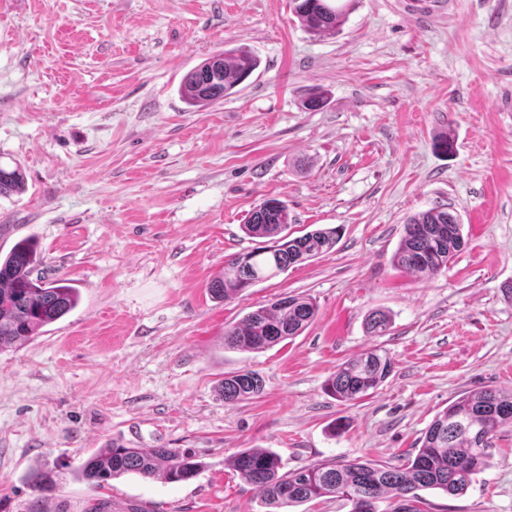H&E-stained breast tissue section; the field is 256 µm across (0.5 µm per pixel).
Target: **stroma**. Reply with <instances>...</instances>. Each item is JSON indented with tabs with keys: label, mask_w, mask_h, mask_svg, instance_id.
<instances>
[{
	"label": "stroma",
	"mask_w": 512,
	"mask_h": 512,
	"mask_svg": "<svg viewBox=\"0 0 512 512\" xmlns=\"http://www.w3.org/2000/svg\"><path fill=\"white\" fill-rule=\"evenodd\" d=\"M237 47L259 68L189 109L183 78ZM314 92L327 101L306 110ZM0 161L26 179L0 197V255L30 239L43 276L79 291L0 350V512H261L225 457L395 464L462 393L512 389V0H353L323 36L291 0H0ZM269 197L294 235L339 228L335 247L212 299L225 258L262 246L242 226ZM436 206L464 248L434 277L395 267L406 219ZM289 295L318 306L301 335L225 348V326ZM375 310L386 335L365 331ZM374 347L392 374L337 401L327 380ZM244 368L263 394L225 403L220 380ZM112 442L188 449L204 467L185 483L78 481ZM36 467L57 483L42 499ZM421 497V512H512V427L465 493Z\"/></svg>",
	"instance_id": "obj_1"
}]
</instances>
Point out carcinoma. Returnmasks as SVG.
<instances>
[{"mask_svg": "<svg viewBox=\"0 0 512 512\" xmlns=\"http://www.w3.org/2000/svg\"><path fill=\"white\" fill-rule=\"evenodd\" d=\"M348 5L328 0H293V14L305 30L321 35L336 31L345 21ZM259 60L239 47L211 56L188 73L179 94L189 108H203L223 100L258 68ZM24 175L19 165L7 169L0 164V196L22 190ZM291 223L288 205L277 198L261 202L244 225L246 234L265 238L270 245L224 260V270L208 284L212 298L229 301L246 290L271 279L297 264V257L312 260L330 252L339 238V229L317 228L300 236L288 234ZM462 224L452 213L438 207L410 217L405 234L392 256V263L423 277H433L448 267V260L463 243ZM42 257L29 239L16 242L0 258V349L21 346L42 329L74 310L78 292L70 280L47 281L37 275ZM317 305L305 296H286L259 307L224 329V347L241 352H263L300 335L315 319ZM389 316L372 312L367 333L383 336ZM393 371V361L385 352L372 349L346 361L327 381V391L340 402H353L376 390ZM224 403L235 404L262 394L261 377L251 370H238L220 383ZM512 422V391L481 389L462 394L437 413L420 439L413 456L396 465L370 461L319 462L284 472L280 456L270 450L249 448L227 459L228 464L261 494L265 512L283 509L309 500L337 496L352 512H420L416 503L423 489L448 495L464 493L484 468L493 438L504 423ZM477 425L491 433L485 442L472 436ZM203 468L199 457L180 448H130L112 444L101 448L77 470V478L93 488L125 474L143 479L186 482ZM38 495L54 490L49 471L37 470L29 477Z\"/></svg>", "mask_w": 512, "mask_h": 512, "instance_id": "carcinoma-1", "label": "carcinoma"}]
</instances>
